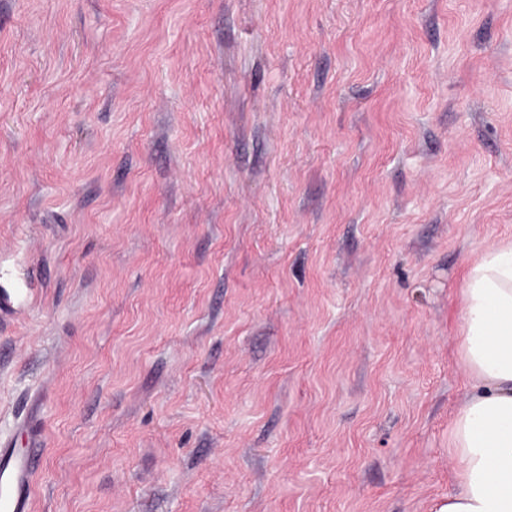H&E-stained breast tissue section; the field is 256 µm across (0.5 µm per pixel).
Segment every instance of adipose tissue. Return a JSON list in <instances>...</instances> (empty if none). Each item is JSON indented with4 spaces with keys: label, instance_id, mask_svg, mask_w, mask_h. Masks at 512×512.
I'll use <instances>...</instances> for the list:
<instances>
[{
    "label": "adipose tissue",
    "instance_id": "adipose-tissue-1",
    "mask_svg": "<svg viewBox=\"0 0 512 512\" xmlns=\"http://www.w3.org/2000/svg\"><path fill=\"white\" fill-rule=\"evenodd\" d=\"M460 296L468 391L450 431L456 487L437 512H512V242L485 247Z\"/></svg>",
    "mask_w": 512,
    "mask_h": 512
}]
</instances>
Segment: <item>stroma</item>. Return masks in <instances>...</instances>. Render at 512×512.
Instances as JSON below:
<instances>
[{"mask_svg": "<svg viewBox=\"0 0 512 512\" xmlns=\"http://www.w3.org/2000/svg\"><path fill=\"white\" fill-rule=\"evenodd\" d=\"M509 240L512 0H0L30 512H436Z\"/></svg>", "mask_w": 512, "mask_h": 512, "instance_id": "stroma-1", "label": "stroma"}]
</instances>
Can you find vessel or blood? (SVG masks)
<instances>
[{
	"label": "vessel or blood",
	"instance_id": "obj_1",
	"mask_svg": "<svg viewBox=\"0 0 512 512\" xmlns=\"http://www.w3.org/2000/svg\"><path fill=\"white\" fill-rule=\"evenodd\" d=\"M35 451L0 442V512H28L34 493Z\"/></svg>",
	"mask_w": 512,
	"mask_h": 512
}]
</instances>
